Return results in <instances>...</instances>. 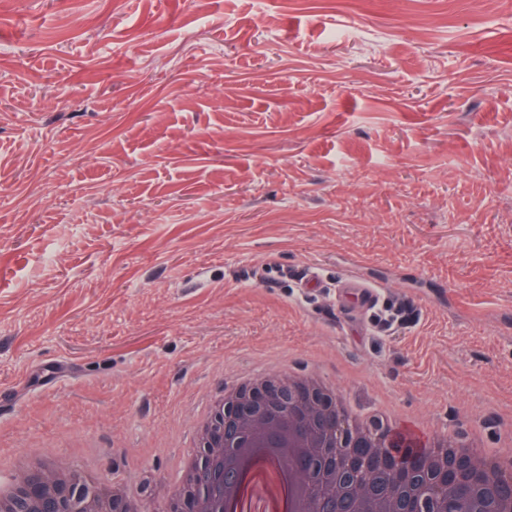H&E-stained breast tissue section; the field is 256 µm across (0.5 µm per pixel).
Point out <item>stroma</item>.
<instances>
[{"instance_id": "obj_1", "label": "stroma", "mask_w": 512, "mask_h": 512, "mask_svg": "<svg viewBox=\"0 0 512 512\" xmlns=\"http://www.w3.org/2000/svg\"><path fill=\"white\" fill-rule=\"evenodd\" d=\"M278 370L512 449V0H9L0 471L160 512L207 400ZM336 288L340 297V312L351 320H357V313L372 314L382 301L374 285L357 279L345 280Z\"/></svg>"}]
</instances>
